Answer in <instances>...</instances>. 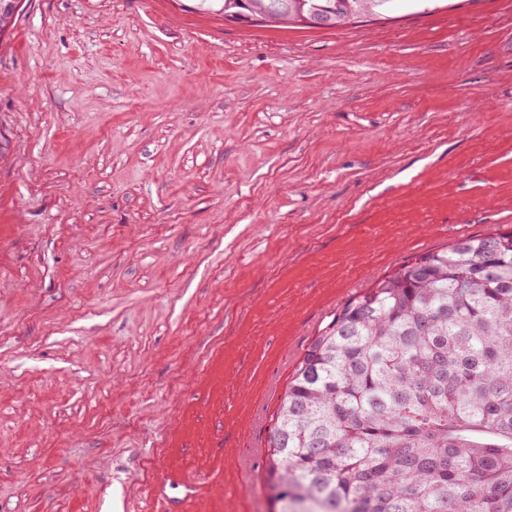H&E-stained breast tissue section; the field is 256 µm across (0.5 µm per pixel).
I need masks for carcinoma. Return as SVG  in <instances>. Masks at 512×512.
Segmentation results:
<instances>
[{
	"mask_svg": "<svg viewBox=\"0 0 512 512\" xmlns=\"http://www.w3.org/2000/svg\"><path fill=\"white\" fill-rule=\"evenodd\" d=\"M275 0H200L243 25ZM390 0H288L337 27ZM278 512H512V231L408 259L350 298L267 438Z\"/></svg>",
	"mask_w": 512,
	"mask_h": 512,
	"instance_id": "cac0c4a2",
	"label": "carcinoma"
}]
</instances>
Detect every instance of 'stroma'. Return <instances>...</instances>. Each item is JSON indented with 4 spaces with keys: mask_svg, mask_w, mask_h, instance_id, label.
Masks as SVG:
<instances>
[{
    "mask_svg": "<svg viewBox=\"0 0 512 512\" xmlns=\"http://www.w3.org/2000/svg\"><path fill=\"white\" fill-rule=\"evenodd\" d=\"M512 230V0L331 29L21 0L0 37V512H270L313 336Z\"/></svg>",
    "mask_w": 512,
    "mask_h": 512,
    "instance_id": "35a3bbf8",
    "label": "stroma"
}]
</instances>
